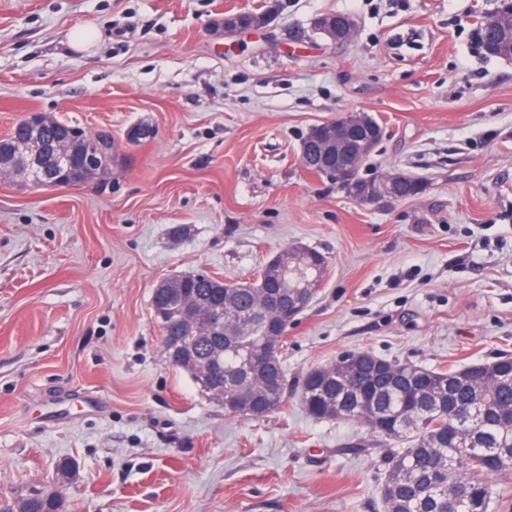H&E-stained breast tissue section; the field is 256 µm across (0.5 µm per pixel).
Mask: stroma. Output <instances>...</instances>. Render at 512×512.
I'll use <instances>...</instances> for the list:
<instances>
[{
	"label": "stroma",
	"mask_w": 512,
	"mask_h": 512,
	"mask_svg": "<svg viewBox=\"0 0 512 512\" xmlns=\"http://www.w3.org/2000/svg\"><path fill=\"white\" fill-rule=\"evenodd\" d=\"M0 0V135L27 112L110 131L119 162L62 191L0 180V498L64 512H383L389 441L316 419L311 369L368 351L430 369L512 354V58L474 28L497 0ZM352 16L334 44L316 17ZM96 27L87 51L75 26ZM363 112L361 174L421 180L365 204L306 170L312 126ZM152 137L132 142L129 129ZM184 227L174 235L175 227ZM300 244L329 261L289 326L288 401L247 419L173 367L168 277L254 278ZM250 10H240L233 14L224 15L220 25L224 34L239 33L250 29L265 27L269 21V15L253 16ZM17 507L23 509L20 512H59L62 504L57 495L36 493L23 498Z\"/></svg>",
	"instance_id": "obj_1"
}]
</instances>
